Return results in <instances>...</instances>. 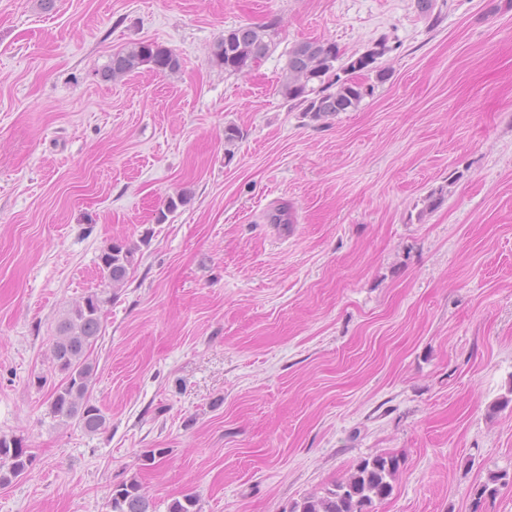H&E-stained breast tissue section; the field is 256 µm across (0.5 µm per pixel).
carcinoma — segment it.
<instances>
[{
    "instance_id": "obj_1",
    "label": "carcinoma",
    "mask_w": 512,
    "mask_h": 512,
    "mask_svg": "<svg viewBox=\"0 0 512 512\" xmlns=\"http://www.w3.org/2000/svg\"><path fill=\"white\" fill-rule=\"evenodd\" d=\"M272 35L262 25H241L224 32L214 46L213 57L229 74L252 69L270 52ZM386 52L384 41L358 56H344L336 43L327 39L299 42L288 52V61L279 81V93L295 102L313 121L340 112L352 111L375 90V84L388 80V71L376 66ZM142 65L161 73H175L180 58L172 51L148 42L112 55L104 77L116 80ZM270 224H290L287 205L266 214ZM135 250L123 242L110 243L100 255L104 279L113 286L124 282L134 265ZM101 303L97 293L76 302L59 322L51 356L55 368L64 374L63 382L50 396V412L63 420H74L87 433L106 427L107 417L91 400L94 367L88 349L101 333ZM32 457L20 440L0 437V486L24 474ZM400 468V459L380 453L361 459L344 480L321 493L296 502L291 512H372L376 500L388 496ZM110 512H151V503L135 482L111 487Z\"/></svg>"
}]
</instances>
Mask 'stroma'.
<instances>
[{
  "instance_id": "stroma-1",
  "label": "stroma",
  "mask_w": 512,
  "mask_h": 512,
  "mask_svg": "<svg viewBox=\"0 0 512 512\" xmlns=\"http://www.w3.org/2000/svg\"><path fill=\"white\" fill-rule=\"evenodd\" d=\"M245 24L272 49L225 73ZM382 37L357 109L279 94L295 43ZM143 41L181 69L106 79ZM114 241L137 249L117 288ZM91 292L95 434L49 409L56 326ZM0 436L34 459L0 512H110L130 480L156 512H290L381 452L401 468L373 512H512V482L482 491L512 475V7L0 0ZM269 26L241 25L224 33L214 46L213 57L229 74L252 69L271 50ZM135 250L123 242H111L101 253L100 267L104 279L112 287L124 282L129 269L134 265Z\"/></svg>"
}]
</instances>
